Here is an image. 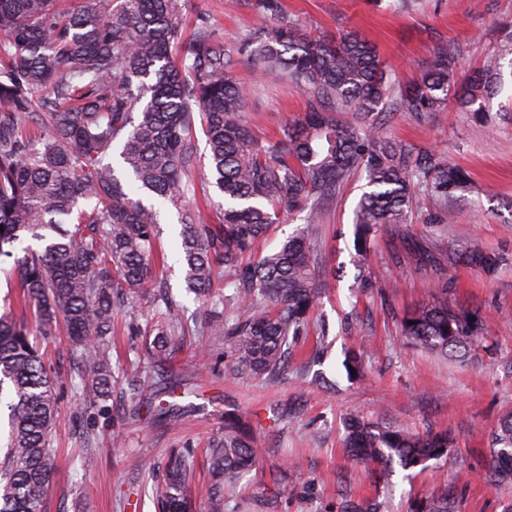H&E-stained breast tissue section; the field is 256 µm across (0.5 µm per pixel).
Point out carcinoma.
I'll return each mask as SVG.
<instances>
[{"label":"carcinoma","instance_id":"cac0c4a2","mask_svg":"<svg viewBox=\"0 0 512 512\" xmlns=\"http://www.w3.org/2000/svg\"><path fill=\"white\" fill-rule=\"evenodd\" d=\"M0 0V256L24 303L36 308L42 341L10 314L0 315V401L8 410L0 459V512H44L53 470L50 433L60 418L55 377L44 349L58 321L71 340L70 363L85 398L106 408L112 393L109 336L116 299H135L155 268L157 215L152 198L178 210V263L187 292L204 312L209 336L224 339L225 369L264 382L281 380L290 343L306 333L327 286L318 247L326 205L350 178L365 180L355 210V266L370 241L391 224L408 223L420 192L445 205L467 187L466 171L442 153L386 135L398 112L419 121L455 107L487 120L489 101L512 75V31L484 65L458 79L459 49H434L413 83L395 84L372 44L354 32L312 38L282 16L270 27L224 43L205 20L182 43L187 0ZM248 54L268 74L284 75L311 110L280 138L258 141L243 120L248 91L235 77ZM355 122L339 124L332 112ZM209 148L204 184L224 198L219 224L191 204L196 193V126ZM119 150L126 176L109 158ZM304 215L273 253L245 264L281 214ZM487 273L497 256L448 249V265ZM224 281L232 289H214ZM156 328L151 350L159 388L134 398L170 420L178 383L165 368L180 334L174 306ZM413 345L464 357L483 333V319L448 303L439 284L401 320ZM484 461L485 481L512 482V412L500 419ZM446 431L411 434L392 423L346 422L347 456L378 478L439 460L453 447ZM250 426L235 414L208 443L209 512H225L224 488L257 469ZM190 448L169 454L152 479L155 512H190ZM341 494V512H379ZM449 485L410 504V512H458Z\"/></svg>","mask_w":512,"mask_h":512}]
</instances>
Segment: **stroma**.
I'll use <instances>...</instances> for the list:
<instances>
[{
    "label": "stroma",
    "instance_id": "stroma-1",
    "mask_svg": "<svg viewBox=\"0 0 512 512\" xmlns=\"http://www.w3.org/2000/svg\"><path fill=\"white\" fill-rule=\"evenodd\" d=\"M255 0H190L186 32L206 18L225 43L271 26L276 14L304 33L334 37L356 31L371 41L394 70L395 82L418 78L440 43L458 44L461 68L482 63L503 27L512 25V0H277L265 13ZM237 77L252 85L244 117L260 139L279 133L310 109L302 90L274 75L261 74L241 56ZM490 124L449 108L414 122L394 115L387 124L395 139L444 153L466 170L467 189L448 202L466 231L468 248L499 257L494 273L458 264L441 272L420 267L414 256L444 253V227L430 223L439 205L419 196L407 224L384 229L363 268L355 253L353 211L364 181L353 177L329 205L319 226V249L330 278L314 312L315 323L299 337L282 381L266 383L224 373V343L195 333L198 304L187 295L176 262L178 213L159 211L157 253L166 255L163 276L175 312L190 334L174 359V369L191 383L178 397L176 426L158 418L132 417L127 382L149 367L145 333L153 325L151 298L114 315L112 368L115 381L107 412L82 399L72 378L66 336L51 346L58 373L55 391L61 412L51 433L55 471L45 512H155L150 474L170 450L202 452L207 440L234 413L253 430L262 463L247 489L228 497L226 512H339V494L379 499L384 512H408L413 498L444 484L462 493L461 512H512V484L492 486L482 478L483 462L501 416L512 410V79L489 104ZM447 281L448 299L463 310H479L484 339L466 358L455 360L408 344L401 333L404 314L426 299L438 281ZM328 338H321L319 321ZM210 347L211 357L199 353ZM364 350L365 374L348 379L347 352ZM395 423L414 433L447 431L455 438L446 458L424 470L395 469L378 480L343 452V421L349 415ZM93 436L97 462L82 468L78 457Z\"/></svg>",
    "mask_w": 512,
    "mask_h": 512
}]
</instances>
